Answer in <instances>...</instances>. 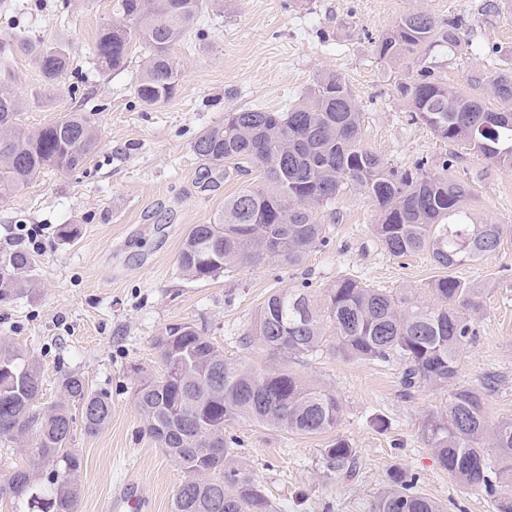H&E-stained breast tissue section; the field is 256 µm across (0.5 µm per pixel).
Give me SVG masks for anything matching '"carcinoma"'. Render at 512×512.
<instances>
[{
	"mask_svg": "<svg viewBox=\"0 0 512 512\" xmlns=\"http://www.w3.org/2000/svg\"><path fill=\"white\" fill-rule=\"evenodd\" d=\"M221 0H119L118 13L100 32L97 65L104 71L127 63L129 48L140 43L146 62L137 77L141 102L159 107L178 92L181 64L175 45L208 3ZM463 22H438L423 11L402 14L375 41L377 57L388 63L414 58L416 78L399 85L412 119L437 136L469 144L492 165L512 167V112L486 102L435 76L432 52L458 48ZM20 45H26L18 35ZM28 46V45H26ZM45 85L67 69L58 46H28ZM491 96L512 100V73L489 83ZM23 109L9 71L0 75V196L37 178L43 170L80 168L98 147L96 129L81 112L37 128L17 123ZM362 114L342 79L324 76L285 112L248 109L230 112L224 123L201 133L194 152L209 165L231 163L237 171H258L266 185L248 187L224 199L210 224H196L180 248L179 268L201 280L233 264L256 266L274 260L303 266L312 250L326 242L318 210L336 199L344 184L365 189L379 211L376 235L394 257L426 253L440 270L431 283L434 302L367 288L347 275L319 296L292 288L268 296L243 337L246 346L263 347L270 366L247 359L228 360L204 329L190 322L166 325L154 339L162 372L146 375L135 387L134 404L147 433L186 474L172 512H274L253 473L236 464L233 424L319 435L336 429L342 414L336 396L288 371V360L322 350L346 360L402 365L401 384L414 389H451L448 412L432 413L422 434L448 477L464 488L481 489L495 499L497 512H512V499L500 498L497 484L512 483V420L489 424L484 396L497 386L490 375L480 388L455 386L461 351L475 338L473 314L480 311L484 288L452 274L501 245V224H468L463 207L471 185L420 163L399 171L362 148ZM30 254L16 251L0 261V288H20ZM62 400L38 407L40 372L29 356L0 340V439L28 447L30 464L0 482V498L15 512H77L82 458L69 447L74 418L81 409L84 431H101L112 417V400L89 390L76 373L59 379ZM503 462L498 474L488 467V449ZM336 470L354 475L356 450L338 436L324 449ZM416 477L396 468L376 498L372 512H444L415 490Z\"/></svg>",
	"mask_w": 512,
	"mask_h": 512,
	"instance_id": "cac0c4a2",
	"label": "carcinoma"
}]
</instances>
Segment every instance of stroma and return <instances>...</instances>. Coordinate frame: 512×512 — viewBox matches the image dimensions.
I'll list each match as a JSON object with an SVG mask.
<instances>
[{"label": "stroma", "instance_id": "obj_1", "mask_svg": "<svg viewBox=\"0 0 512 512\" xmlns=\"http://www.w3.org/2000/svg\"><path fill=\"white\" fill-rule=\"evenodd\" d=\"M115 4L0 0V41L19 31L34 45H64L69 57L66 73L48 86L30 53L18 47L0 53L24 100L20 125L35 129L83 112L93 119L99 142L82 167L45 170L0 198V260L16 251L35 259L28 287L0 290V338L38 363L41 405L56 402L66 372L112 398L110 423L92 436L83 430L80 409H70V446L83 458L78 512H104L124 493L140 502L141 512H171L185 474L145 431L133 403L139 378L161 370L154 346L161 328L202 324L226 358L261 366L265 352L244 347L242 338L273 291L306 283L321 292L348 274L364 286L427 301L437 274L428 255L396 258L380 246L378 210L351 183L319 209L327 241L304 267L269 261L228 266L210 279L187 277L177 258L190 229L210 223L225 197L263 183L231 165H206L193 141L227 113L286 109L333 73L347 83L363 114V148L399 170L422 161L437 174L442 159L453 158L452 175L473 188L466 206L470 223L512 225V168L489 164L470 146L439 138L413 120L396 87L412 80L415 68L382 62L373 51L375 40L405 12L461 18V45L439 55L438 78L512 111V101L491 99L488 86L512 72V0H224L223 10L204 8L176 45L180 90L158 108L135 95L145 61L140 46L132 47L121 69L105 72L96 64L97 34L111 22ZM475 75L480 83H472ZM66 225L75 228L74 236H61ZM455 274L488 291L456 383L477 388L487 374L497 375L485 412L493 423L512 418V233L494 253ZM292 368L339 400L336 433L355 448L357 473L348 479L329 466L323 455L328 435L230 426L236 459L252 471L276 512H372L397 467L415 474L417 490L446 512H497L484 491L450 480L423 440L422 422L447 411V392L404 395L399 364L347 361L326 351ZM378 416L386 419V430L376 428Z\"/></svg>", "mask_w": 512, "mask_h": 512}]
</instances>
